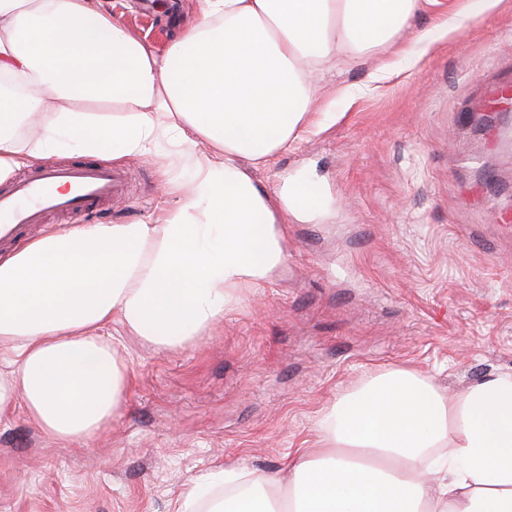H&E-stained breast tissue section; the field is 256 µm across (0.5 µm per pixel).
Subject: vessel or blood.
Here are the masks:
<instances>
[{
    "mask_svg": "<svg viewBox=\"0 0 512 512\" xmlns=\"http://www.w3.org/2000/svg\"><path fill=\"white\" fill-rule=\"evenodd\" d=\"M125 174L98 162L49 164L0 188V243L15 242L47 214L65 213L82 222L98 204L122 193Z\"/></svg>",
    "mask_w": 512,
    "mask_h": 512,
    "instance_id": "1",
    "label": "vessel or blood"
}]
</instances>
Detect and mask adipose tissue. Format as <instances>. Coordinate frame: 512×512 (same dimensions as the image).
I'll use <instances>...</instances> for the list:
<instances>
[{"label": "adipose tissue", "instance_id": "ef3b65f1", "mask_svg": "<svg viewBox=\"0 0 512 512\" xmlns=\"http://www.w3.org/2000/svg\"><path fill=\"white\" fill-rule=\"evenodd\" d=\"M419 0H199L166 48L134 36L100 0H0V179L70 143L89 154L168 147L194 171L178 206L134 224H77L0 256V342L15 368L0 413L22 402L48 437L84 444L131 379L102 336L118 323L159 350L197 345L240 289L282 264L298 185L264 190L248 170L318 124V78L341 56L393 44ZM52 111L44 122L42 112ZM40 122L34 139L13 129ZM295 451L287 494L224 497L196 477L172 512H512V373L454 395L405 369L370 377Z\"/></svg>", "mask_w": 512, "mask_h": 512}]
</instances>
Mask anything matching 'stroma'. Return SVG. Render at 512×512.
<instances>
[{
  "instance_id": "obj_1",
  "label": "stroma",
  "mask_w": 512,
  "mask_h": 512,
  "mask_svg": "<svg viewBox=\"0 0 512 512\" xmlns=\"http://www.w3.org/2000/svg\"><path fill=\"white\" fill-rule=\"evenodd\" d=\"M103 0L159 45L197 0ZM447 4L420 0L395 42L326 74L318 111L336 115L254 168L269 192L307 183L323 212L288 225L286 258L240 290L196 346L160 351L119 337L131 384L85 445L47 438L22 407L0 416V512H169L218 466L276 476L315 447L340 396L404 367L456 391L512 373V0L458 32ZM126 196L99 208L129 224L177 205L162 182L191 179L157 154L125 159Z\"/></svg>"
}]
</instances>
